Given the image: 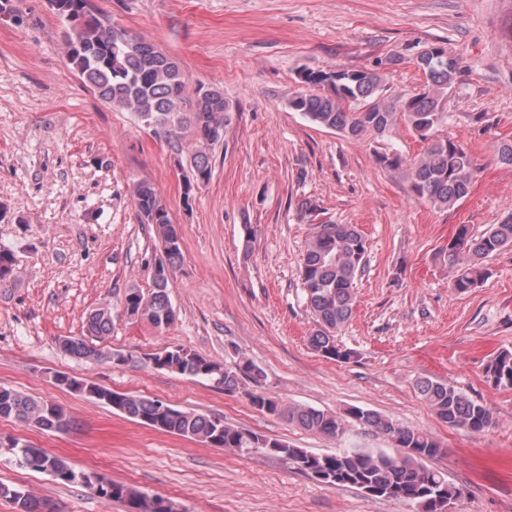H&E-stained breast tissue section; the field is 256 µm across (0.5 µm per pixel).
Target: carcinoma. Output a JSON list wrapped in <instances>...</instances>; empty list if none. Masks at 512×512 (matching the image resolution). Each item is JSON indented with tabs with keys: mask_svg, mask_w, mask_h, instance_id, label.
Returning a JSON list of instances; mask_svg holds the SVG:
<instances>
[{
	"mask_svg": "<svg viewBox=\"0 0 512 512\" xmlns=\"http://www.w3.org/2000/svg\"><path fill=\"white\" fill-rule=\"evenodd\" d=\"M58 13L67 19L66 48L70 63L84 84L114 108L133 114L138 123L163 138L177 152L191 144L188 165L192 178L185 179V194L208 183L212 165L209 149L224 139L231 117L229 101L218 86H199L191 100L185 96V78L179 62L155 45L113 26L92 12L88 0H58ZM427 63L421 66L426 86L433 93L416 92L390 101L383 97V77L372 69H304L299 79L309 88L290 102L316 125L335 129L352 138L381 137L399 120L425 143L423 153L407 159L397 152L375 154L381 167L405 173L410 191L439 209H448L469 193L474 162L459 142L437 136L447 123L448 92L459 70L456 58L443 56L442 46L427 49ZM134 204L141 223L154 226L163 248L159 270L153 273L152 288H130L123 304L129 316L153 327H169L175 312L169 296V277L181 261L177 231L169 210L154 186L140 180L134 184ZM512 247V221L492 224L480 235L459 226L441 252L447 256L453 274V287L466 293L490 276L485 260ZM366 240L352 224L322 223L309 238L301 267L302 288L311 310L315 329L309 345L321 356L337 362L351 359L353 352L343 348L337 332L350 320L355 304L356 280L364 271ZM17 278L11 251L0 248V288ZM87 335L97 342L66 337L62 350L90 363L126 364L124 351L104 344L112 333V304L92 309L85 322ZM149 365L192 378L214 380L223 375L224 391L234 392L248 382L260 383L263 370L248 358L236 368L226 369L190 349L176 347L132 362ZM487 379L496 387L512 389V352L502 351L485 368ZM59 373L52 383L84 395L113 410L157 430L197 440L215 448L243 450L261 448L268 455L291 465L330 486L355 487L366 495L401 501L415 512H445L460 494L445 473L426 461L442 453L430 434L404 427L382 415L359 407L329 413L302 405H287L278 398L253 390L247 393L252 406L260 411L298 424L303 429L327 437H341L346 424L355 421L391 440L392 448H343L334 454H316L295 448L287 442L245 431L221 416H208L192 409L176 408L156 397L112 391L84 379ZM422 398L448 426L481 431L493 424L489 408L470 399L455 386L424 378L417 384ZM0 419L43 431L60 432L69 425L64 410L50 400H36L14 389L0 387ZM21 463L34 471L53 472L65 484H85L109 502H120L126 512H177L173 503L150 496L124 483L110 479L95 486L90 475L78 473L64 457L49 455L31 447L21 449ZM0 497L14 504L15 512H53V507L28 491L0 483Z\"/></svg>",
	"mask_w": 512,
	"mask_h": 512,
	"instance_id": "carcinoma-1",
	"label": "carcinoma"
}]
</instances>
